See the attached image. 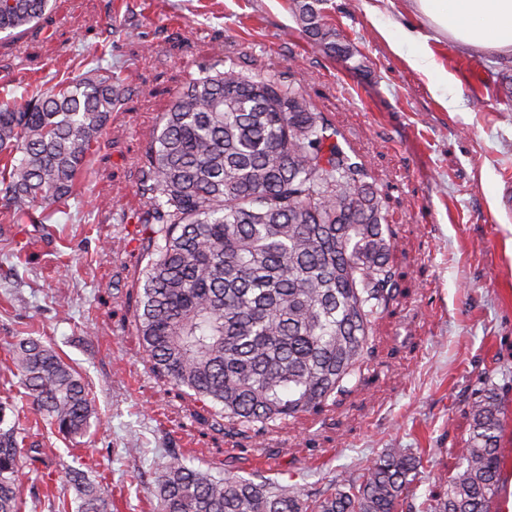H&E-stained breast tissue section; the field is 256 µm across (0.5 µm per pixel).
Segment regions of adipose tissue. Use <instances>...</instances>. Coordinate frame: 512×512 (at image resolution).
Wrapping results in <instances>:
<instances>
[{
    "label": "adipose tissue",
    "mask_w": 512,
    "mask_h": 512,
    "mask_svg": "<svg viewBox=\"0 0 512 512\" xmlns=\"http://www.w3.org/2000/svg\"><path fill=\"white\" fill-rule=\"evenodd\" d=\"M441 35L462 47L483 46L512 57V0H415Z\"/></svg>",
    "instance_id": "1"
}]
</instances>
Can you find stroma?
Here are the masks:
<instances>
[{
  "label": "stroma",
  "mask_w": 512,
  "mask_h": 512,
  "mask_svg": "<svg viewBox=\"0 0 512 512\" xmlns=\"http://www.w3.org/2000/svg\"><path fill=\"white\" fill-rule=\"evenodd\" d=\"M326 8L357 55L309 40L292 0H50L28 32L0 33V87L47 88L79 62L111 68L125 90L49 237L0 222V398L13 396L48 462L18 474L25 512L74 498L61 470L72 462L89 480L107 478L115 512H154L173 449L215 475L229 465L317 491L359 476L383 449L407 448L421 458V504L451 476L470 433L468 405L490 385L505 413L490 512L512 503V58L432 39L413 0H328ZM400 26L428 37L452 76L447 92L407 65L419 43L398 53L388 45L383 30ZM228 59L292 79L333 119L387 195L409 289L381 319L356 391L249 448L199 424V404L155 375L124 318L147 263L137 163L185 77ZM28 336L54 347L88 385L97 417L79 449L45 425L5 368L8 349Z\"/></svg>",
  "instance_id": "1"
}]
</instances>
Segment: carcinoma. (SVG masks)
<instances>
[{"label": "carcinoma", "instance_id": "cac0c4a2", "mask_svg": "<svg viewBox=\"0 0 512 512\" xmlns=\"http://www.w3.org/2000/svg\"><path fill=\"white\" fill-rule=\"evenodd\" d=\"M327 0H294L302 30L343 57ZM49 0H0V32L28 30ZM112 70H88L18 105L0 103V197L26 224L76 194L87 156L121 105ZM314 112L305 92L234 62L190 73L141 159L148 261L134 323L156 375L202 404L216 431L255 437L320 412L350 391L404 273L391 260L384 198L363 164ZM10 359L39 415L75 442L96 410L81 375L42 340L23 338ZM0 403V512H22L19 469L43 454L5 424ZM455 475L430 512H490L503 467L496 388L470 407ZM420 457L386 448L356 480L320 497L217 476L175 454L157 478L159 512H416ZM74 503L57 512H112V485L68 469Z\"/></svg>", "mask_w": 512, "mask_h": 512}]
</instances>
